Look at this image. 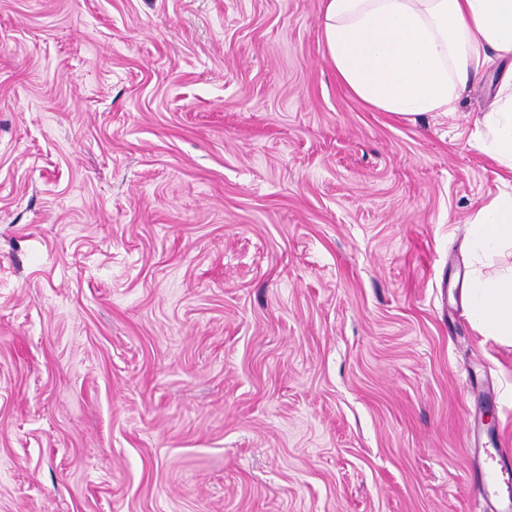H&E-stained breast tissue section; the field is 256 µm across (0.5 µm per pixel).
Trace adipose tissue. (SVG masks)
Instances as JSON below:
<instances>
[{
    "label": "adipose tissue",
    "instance_id": "ef3b65f1",
    "mask_svg": "<svg viewBox=\"0 0 512 512\" xmlns=\"http://www.w3.org/2000/svg\"><path fill=\"white\" fill-rule=\"evenodd\" d=\"M324 36L338 79L365 103L399 116L451 112L470 80L512 59V0H325ZM473 145L512 173V66ZM468 241L480 258L512 249V192L477 210ZM467 307L480 335L511 345L512 266L473 271Z\"/></svg>",
    "mask_w": 512,
    "mask_h": 512
}]
</instances>
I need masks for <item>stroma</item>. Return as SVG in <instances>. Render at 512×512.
<instances>
[{"label": "stroma", "instance_id": "35a3bbf8", "mask_svg": "<svg viewBox=\"0 0 512 512\" xmlns=\"http://www.w3.org/2000/svg\"><path fill=\"white\" fill-rule=\"evenodd\" d=\"M341 85L323 0H0V512H492L503 187ZM468 241L480 260L512 249V192L502 191L483 204L469 222ZM467 294L468 319L482 336L512 344V266L484 277L475 269Z\"/></svg>", "mask_w": 512, "mask_h": 512}]
</instances>
